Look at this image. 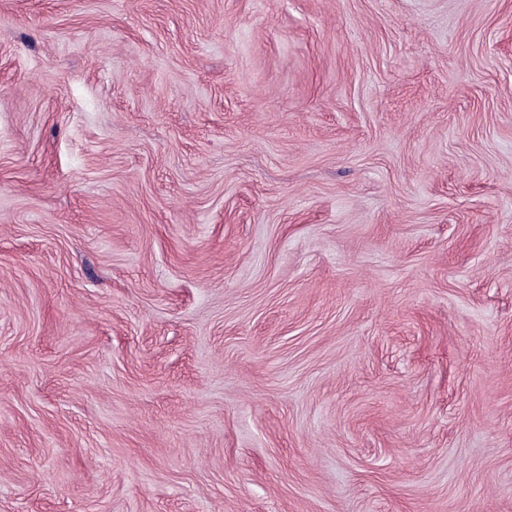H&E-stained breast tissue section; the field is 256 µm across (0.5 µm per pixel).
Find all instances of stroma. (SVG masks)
<instances>
[{
    "instance_id": "1",
    "label": "stroma",
    "mask_w": 512,
    "mask_h": 512,
    "mask_svg": "<svg viewBox=\"0 0 512 512\" xmlns=\"http://www.w3.org/2000/svg\"><path fill=\"white\" fill-rule=\"evenodd\" d=\"M0 512H512V0H0Z\"/></svg>"
}]
</instances>
